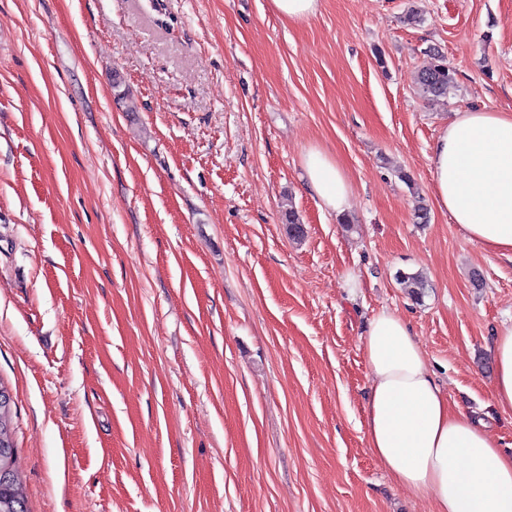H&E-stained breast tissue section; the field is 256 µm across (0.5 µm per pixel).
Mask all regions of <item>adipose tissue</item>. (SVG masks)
<instances>
[{"mask_svg":"<svg viewBox=\"0 0 512 512\" xmlns=\"http://www.w3.org/2000/svg\"><path fill=\"white\" fill-rule=\"evenodd\" d=\"M302 167L321 208L338 215L350 209L351 183L334 158L314 147ZM432 169L436 200L454 223L512 256V113H460L439 135ZM363 343L373 376L365 438L393 479L431 497L434 512H512V452L450 403L408 324L380 312ZM491 352L496 405L512 412V322L495 330Z\"/></svg>","mask_w":512,"mask_h":512,"instance_id":"obj_1","label":"adipose tissue"}]
</instances>
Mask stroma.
<instances>
[{
  "instance_id": "stroma-1",
  "label": "stroma",
  "mask_w": 512,
  "mask_h": 512,
  "mask_svg": "<svg viewBox=\"0 0 512 512\" xmlns=\"http://www.w3.org/2000/svg\"><path fill=\"white\" fill-rule=\"evenodd\" d=\"M431 48L444 98L415 83ZM472 111L512 112V0H319L297 25L270 0H0V384L30 512H433L366 445L382 310L511 450L512 259L433 192ZM313 146L349 220L304 187ZM302 167L305 186L320 201L322 209L336 215L350 209L351 183L336 159L314 147L304 154ZM494 360V399L503 412H512V322L498 327L491 340Z\"/></svg>"
}]
</instances>
